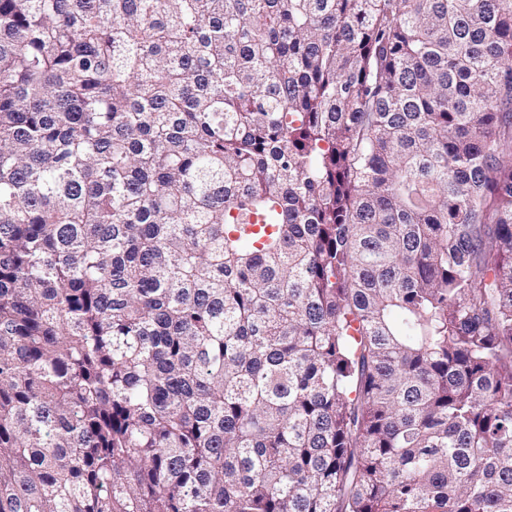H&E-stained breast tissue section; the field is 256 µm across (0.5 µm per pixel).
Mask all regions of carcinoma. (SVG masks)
Segmentation results:
<instances>
[{"mask_svg":"<svg viewBox=\"0 0 512 512\" xmlns=\"http://www.w3.org/2000/svg\"><path fill=\"white\" fill-rule=\"evenodd\" d=\"M0 512H512V0H0Z\"/></svg>","mask_w":512,"mask_h":512,"instance_id":"cac0c4a2","label":"carcinoma"}]
</instances>
